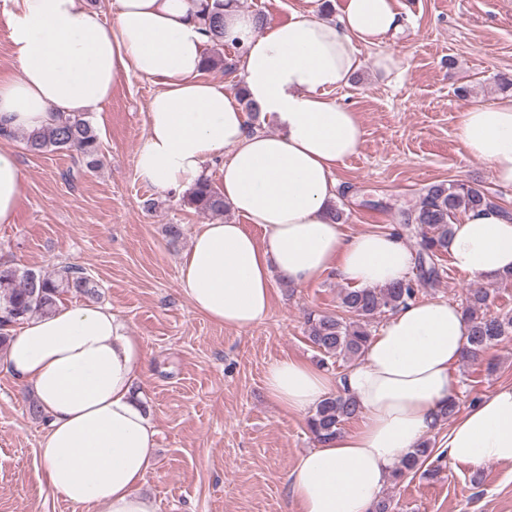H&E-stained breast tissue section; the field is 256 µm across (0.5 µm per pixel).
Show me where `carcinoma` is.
Listing matches in <instances>:
<instances>
[{"mask_svg": "<svg viewBox=\"0 0 512 512\" xmlns=\"http://www.w3.org/2000/svg\"><path fill=\"white\" fill-rule=\"evenodd\" d=\"M225 0H207L200 17L202 29L213 48L224 46ZM27 149L40 154L67 151L77 169L93 170L101 163L102 149L98 134L88 115L72 113L52 127L32 130L24 136ZM184 205L197 213L219 216L226 205L220 188L210 179H201L183 197ZM495 207L490 196L478 184L444 183L431 185L419 205L406 214L405 223L420 230L419 274L381 288H354L340 295V307L348 319L311 312L306 318L308 339L326 358L355 361L361 358L371 339L370 323L377 315L393 311L415 300L420 288L434 285L439 278L435 258L448 249L456 215ZM97 295V284L85 269L62 266L48 273L41 269L0 265V348L9 345L8 330L33 315L54 311L62 295ZM488 293L479 288L468 293L463 312L469 332L465 358L475 359L489 346L512 334V316L488 317ZM360 406L351 396H330L321 400L307 425L316 442L322 444L336 437L342 425L358 416ZM430 443L422 442L408 454L392 480L399 482L410 474L434 475L426 468L432 456Z\"/></svg>", "mask_w": 512, "mask_h": 512, "instance_id": "obj_1", "label": "carcinoma"}]
</instances>
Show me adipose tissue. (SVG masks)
<instances>
[{
	"label": "adipose tissue",
	"instance_id": "obj_1",
	"mask_svg": "<svg viewBox=\"0 0 512 512\" xmlns=\"http://www.w3.org/2000/svg\"><path fill=\"white\" fill-rule=\"evenodd\" d=\"M200 3L114 0L106 23L79 0H13L10 44L21 74L0 78V128L33 130L60 112L99 109L129 73L158 83L139 174L178 194L222 158L224 201L243 218L202 225L181 265L192 309L224 327L263 322L277 277L298 288L331 272L359 288L408 279L414 254L398 234L348 238L327 214L337 167L364 141L356 112L333 94L359 69V46L381 48L379 72L397 66L385 49L400 29L395 0H344L332 19L297 10L271 27L225 8L224 41L239 52L261 119L276 125L271 134L250 130L237 97L204 76ZM459 140L512 185V97L463 110ZM22 188L15 154L0 148V224L13 223ZM448 253L476 281L512 270V218L497 208L467 213ZM467 336L459 305L423 299L389 313L342 375L298 358L268 367L266 390L284 411L304 414L337 394L360 406L353 428L299 454L287 472L299 512H372L393 470L458 399ZM145 359L111 307L76 304L25 321L0 356V372L31 389L42 410L49 487L86 512H156L141 491L158 435L134 392ZM442 446L453 464H512V383L469 403Z\"/></svg>",
	"mask_w": 512,
	"mask_h": 512
}]
</instances>
